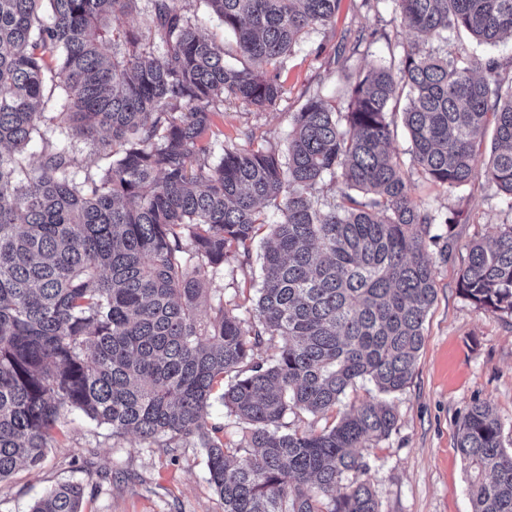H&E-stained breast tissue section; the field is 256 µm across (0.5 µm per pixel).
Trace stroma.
I'll list each match as a JSON object with an SVG mask.
<instances>
[{
  "label": "stroma",
  "mask_w": 512,
  "mask_h": 512,
  "mask_svg": "<svg viewBox=\"0 0 512 512\" xmlns=\"http://www.w3.org/2000/svg\"><path fill=\"white\" fill-rule=\"evenodd\" d=\"M363 31L373 35L367 54L350 55ZM411 41L391 7L375 13L358 8L355 0H340L335 25L310 29L286 58L281 71L286 92L276 105L265 110L225 105L214 118V130L241 148L286 147L291 115L309 96H332L338 107H346L356 73L386 60L389 45ZM406 175L418 202L440 212L464 206L468 220L456 228L452 258L434 262L436 297L413 378L388 397L397 426L388 438L367 442L360 453L379 512H472L467 468L456 448L458 424L473 401L486 402L503 424L505 446H512V316L476 308L460 294L457 277L465 244L494 236L507 215L483 178H475L460 201L416 170ZM265 240L262 234L255 238L246 263L232 261L206 274L211 298H223L244 320L257 298ZM377 396L372 384L360 382L326 416L292 413L287 421L293 430H320ZM66 480L85 485L84 512H223L207 482L203 449L166 454L144 447L135 436H112L78 411L55 431L40 470L22 468L0 482V512H29L46 489Z\"/></svg>",
  "instance_id": "1"
}]
</instances>
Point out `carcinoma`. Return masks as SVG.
I'll list each match as a JSON object with an SVG mask.
<instances>
[{
    "mask_svg": "<svg viewBox=\"0 0 512 512\" xmlns=\"http://www.w3.org/2000/svg\"><path fill=\"white\" fill-rule=\"evenodd\" d=\"M138 2L0 0V482L39 469L79 410L149 448L203 449L224 512H379L370 482L349 476L368 471L357 449L396 428L391 406L367 402L320 431L286 432L285 419L326 415L359 381L384 394L411 381L436 296L427 242L448 260L457 241L432 228L456 220L411 195L389 116L401 114L426 180L454 194L480 174L512 214V56L396 46L357 76L345 110L308 98L286 149L232 144L213 161L214 112L281 99L279 65L309 29L334 24L340 0H203L241 67L178 0H148L144 18ZM392 2L419 39H512V0ZM75 140L102 155L96 173L78 176ZM326 176L338 197L318 194ZM278 197L269 225L264 205ZM265 226L246 329L223 298L208 302L205 269L249 254ZM466 252L461 295L512 315V221ZM277 336L274 361L256 360ZM218 388L249 425L237 443L211 421ZM457 451L472 512H512V450L489 404L463 415ZM84 495L65 482L30 512H83Z\"/></svg>",
    "mask_w": 512,
    "mask_h": 512,
    "instance_id": "carcinoma-1",
    "label": "carcinoma"
}]
</instances>
